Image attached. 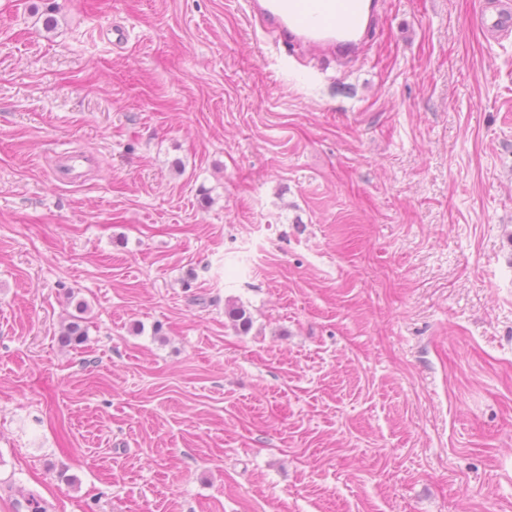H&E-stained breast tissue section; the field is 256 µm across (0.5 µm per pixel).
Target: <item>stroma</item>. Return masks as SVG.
Masks as SVG:
<instances>
[{
	"instance_id": "35a3bbf8",
	"label": "stroma",
	"mask_w": 512,
	"mask_h": 512,
	"mask_svg": "<svg viewBox=\"0 0 512 512\" xmlns=\"http://www.w3.org/2000/svg\"><path fill=\"white\" fill-rule=\"evenodd\" d=\"M485 2L340 65L242 0H0V512H512Z\"/></svg>"
}]
</instances>
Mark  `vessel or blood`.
I'll use <instances>...</instances> for the list:
<instances>
[{"mask_svg": "<svg viewBox=\"0 0 512 512\" xmlns=\"http://www.w3.org/2000/svg\"><path fill=\"white\" fill-rule=\"evenodd\" d=\"M380 0H245L248 16L276 41L305 57L356 54L380 14ZM481 28L494 36L512 34V0L481 12Z\"/></svg>", "mask_w": 512, "mask_h": 512, "instance_id": "vessel-or-blood-1", "label": "vessel or blood"}]
</instances>
